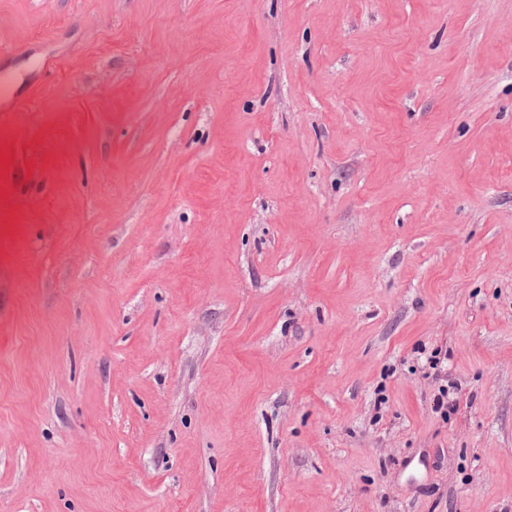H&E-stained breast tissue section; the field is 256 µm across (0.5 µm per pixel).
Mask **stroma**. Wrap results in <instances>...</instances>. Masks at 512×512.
Instances as JSON below:
<instances>
[{
    "instance_id": "stroma-1",
    "label": "stroma",
    "mask_w": 512,
    "mask_h": 512,
    "mask_svg": "<svg viewBox=\"0 0 512 512\" xmlns=\"http://www.w3.org/2000/svg\"><path fill=\"white\" fill-rule=\"evenodd\" d=\"M0 512H512V0H0Z\"/></svg>"
}]
</instances>
